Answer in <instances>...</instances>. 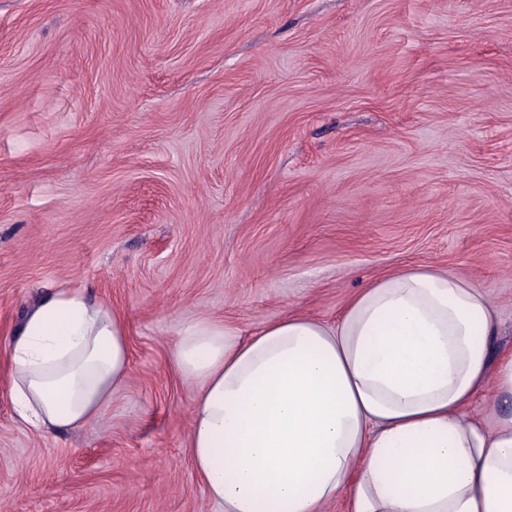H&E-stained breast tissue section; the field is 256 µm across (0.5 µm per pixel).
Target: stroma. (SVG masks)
<instances>
[{"instance_id": "1", "label": "stroma", "mask_w": 512, "mask_h": 512, "mask_svg": "<svg viewBox=\"0 0 512 512\" xmlns=\"http://www.w3.org/2000/svg\"><path fill=\"white\" fill-rule=\"evenodd\" d=\"M429 263L512 352V0H0V512H224L182 327L333 325ZM69 287L125 317L130 374L44 433L7 347Z\"/></svg>"}]
</instances>
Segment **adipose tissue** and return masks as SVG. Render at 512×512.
<instances>
[{
    "instance_id": "ef3b65f1",
    "label": "adipose tissue",
    "mask_w": 512,
    "mask_h": 512,
    "mask_svg": "<svg viewBox=\"0 0 512 512\" xmlns=\"http://www.w3.org/2000/svg\"><path fill=\"white\" fill-rule=\"evenodd\" d=\"M489 295L419 265L358 291L338 322L292 314L250 337L199 320L175 365L194 387L188 450L224 512H512V354L493 359ZM11 397L30 428L94 424L130 370L127 323L58 288L8 344Z\"/></svg>"
}]
</instances>
